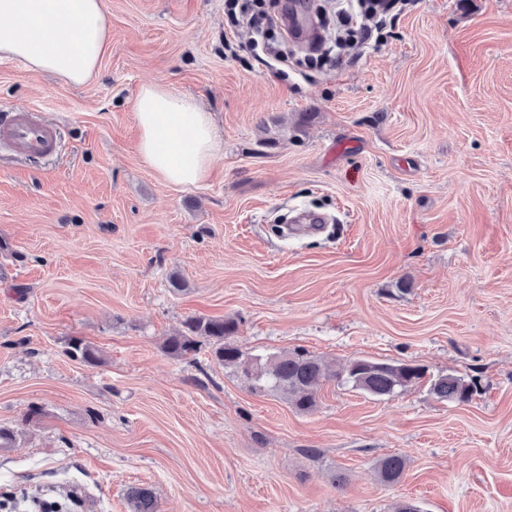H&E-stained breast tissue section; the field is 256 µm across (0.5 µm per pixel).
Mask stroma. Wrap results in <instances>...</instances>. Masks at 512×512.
Instances as JSON below:
<instances>
[{
  "instance_id": "obj_1",
  "label": "stroma",
  "mask_w": 512,
  "mask_h": 512,
  "mask_svg": "<svg viewBox=\"0 0 512 512\" xmlns=\"http://www.w3.org/2000/svg\"><path fill=\"white\" fill-rule=\"evenodd\" d=\"M104 3L93 84L0 58V110L61 132L46 161L0 151V488L94 512H134V488L159 512H512V0H412L382 45L284 69L224 0ZM148 82L212 112L201 184L140 156ZM300 210L331 221L279 235ZM191 316L236 320L248 355L428 378L385 400L333 379L302 413L209 348L170 357ZM74 337L101 363L69 357ZM448 373L476 380L470 403L430 393ZM391 454L408 468L386 486ZM407 463L398 455H391L381 459L377 464L378 479L384 484H396L402 478Z\"/></svg>"
}]
</instances>
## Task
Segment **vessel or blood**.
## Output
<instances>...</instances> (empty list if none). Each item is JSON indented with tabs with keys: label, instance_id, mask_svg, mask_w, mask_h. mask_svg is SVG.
<instances>
[{
	"label": "vessel or blood",
	"instance_id": "b4317fda",
	"mask_svg": "<svg viewBox=\"0 0 512 512\" xmlns=\"http://www.w3.org/2000/svg\"><path fill=\"white\" fill-rule=\"evenodd\" d=\"M59 132L56 126L41 121L35 109L17 106L0 113V145L15 154L43 159L56 153Z\"/></svg>",
	"mask_w": 512,
	"mask_h": 512
}]
</instances>
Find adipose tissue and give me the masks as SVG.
<instances>
[{"label":"adipose tissue","instance_id":"ef3b65f1","mask_svg":"<svg viewBox=\"0 0 512 512\" xmlns=\"http://www.w3.org/2000/svg\"><path fill=\"white\" fill-rule=\"evenodd\" d=\"M0 57L20 58L35 72L73 86L93 83L112 44L104 0H0ZM138 150L170 184L203 182L220 142L214 120L192 96L144 84L134 103Z\"/></svg>","mask_w":512,"mask_h":512}]
</instances>
